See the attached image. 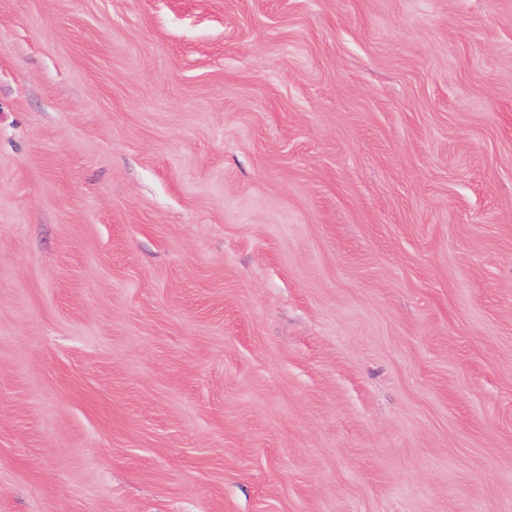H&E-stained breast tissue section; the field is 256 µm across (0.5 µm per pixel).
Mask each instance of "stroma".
Here are the masks:
<instances>
[{"mask_svg": "<svg viewBox=\"0 0 512 512\" xmlns=\"http://www.w3.org/2000/svg\"><path fill=\"white\" fill-rule=\"evenodd\" d=\"M0 512H512V0H0Z\"/></svg>", "mask_w": 512, "mask_h": 512, "instance_id": "stroma-1", "label": "stroma"}]
</instances>
